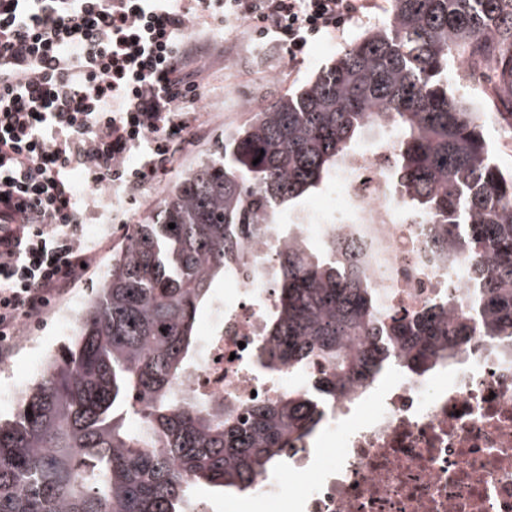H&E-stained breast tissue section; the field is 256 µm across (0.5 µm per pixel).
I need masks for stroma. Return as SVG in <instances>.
Wrapping results in <instances>:
<instances>
[{
  "mask_svg": "<svg viewBox=\"0 0 512 512\" xmlns=\"http://www.w3.org/2000/svg\"><path fill=\"white\" fill-rule=\"evenodd\" d=\"M388 19L387 0H376L359 17L347 20L337 34L315 42L296 64L289 61L285 45L275 36L259 37L261 23L255 19L220 30L190 31L183 54L200 71L202 105L195 108L185 139L155 184L113 194L111 223H101L97 209L85 211L83 238L101 244L90 258L91 270L66 295L51 301L36 319L35 330L20 331L14 338L13 356L0 361V389L19 382L29 385L40 376L42 362L68 338L59 330L57 319L84 308L93 285L108 274L112 252L122 243L129 225L141 223L145 209L163 201L184 171L213 151L225 132L242 126L255 112L302 85L351 42L386 25Z\"/></svg>",
  "mask_w": 512,
  "mask_h": 512,
  "instance_id": "35a3bbf8",
  "label": "stroma"
}]
</instances>
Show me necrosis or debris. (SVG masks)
Masks as SVG:
<instances>
[{"label": "necrosis or debris", "mask_w": 512, "mask_h": 512, "mask_svg": "<svg viewBox=\"0 0 512 512\" xmlns=\"http://www.w3.org/2000/svg\"><path fill=\"white\" fill-rule=\"evenodd\" d=\"M395 138L355 153L311 210L312 222L249 243L224 276L231 292L216 301L196 362L175 380L176 399L221 400L288 389V374L267 380L250 357L273 306V273L287 238L354 245V270L384 309L414 315L432 303L470 307L475 285L466 255L435 247L394 191ZM336 448L311 468V446ZM281 512H512V338L473 336L452 363L428 375L393 370L337 391L315 440L287 449L252 487Z\"/></svg>", "instance_id": "1"}]
</instances>
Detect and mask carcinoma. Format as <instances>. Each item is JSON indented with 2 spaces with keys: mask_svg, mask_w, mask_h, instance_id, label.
<instances>
[{
  "mask_svg": "<svg viewBox=\"0 0 512 512\" xmlns=\"http://www.w3.org/2000/svg\"><path fill=\"white\" fill-rule=\"evenodd\" d=\"M390 2L387 26L224 134L130 225L77 333L0 422V512H194L199 487L250 489L314 431L328 396L373 383L394 348L419 375L455 358L468 320L441 307L387 314L336 243L297 239L252 356L302 382L241 411L172 395L214 283L283 208L321 190L368 129H395L403 205L431 219L438 247L470 257L482 335L512 337V173L494 162L467 100L448 94V58L477 59L512 108V0ZM350 336L371 343L351 355Z\"/></svg>",
  "mask_w": 512,
  "mask_h": 512,
  "instance_id": "obj_1",
  "label": "carcinoma"
}]
</instances>
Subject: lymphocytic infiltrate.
Instances as JSON below:
<instances>
[{
  "instance_id": "1",
  "label": "lymphocytic infiltrate",
  "mask_w": 512,
  "mask_h": 512,
  "mask_svg": "<svg viewBox=\"0 0 512 512\" xmlns=\"http://www.w3.org/2000/svg\"><path fill=\"white\" fill-rule=\"evenodd\" d=\"M365 0H0V360L21 324L82 279L101 188L158 181L192 118V20L265 23L301 59ZM142 153L129 167L131 151ZM85 186L77 188L76 174Z\"/></svg>"
}]
</instances>
